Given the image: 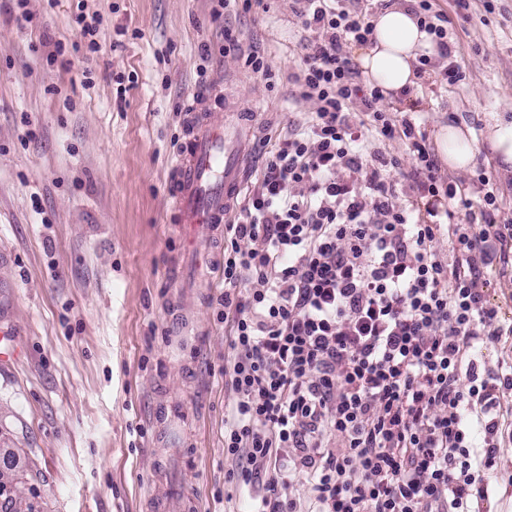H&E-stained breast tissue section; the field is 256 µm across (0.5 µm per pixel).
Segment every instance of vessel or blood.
I'll list each match as a JSON object with an SVG mask.
<instances>
[{
    "label": "vessel or blood",
    "mask_w": 512,
    "mask_h": 512,
    "mask_svg": "<svg viewBox=\"0 0 512 512\" xmlns=\"http://www.w3.org/2000/svg\"><path fill=\"white\" fill-rule=\"evenodd\" d=\"M247 164L240 129L233 113L213 121L210 98H194L184 114L168 196L174 221L189 227L198 247H208L232 217ZM22 354L17 335L0 327V365Z\"/></svg>",
    "instance_id": "1"
}]
</instances>
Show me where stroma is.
Instances as JSON below:
<instances>
[{"instance_id": "stroma-1", "label": "stroma", "mask_w": 512, "mask_h": 512, "mask_svg": "<svg viewBox=\"0 0 512 512\" xmlns=\"http://www.w3.org/2000/svg\"><path fill=\"white\" fill-rule=\"evenodd\" d=\"M264 3L231 0L216 21L212 0H0V325L23 348L0 368V471L25 486L24 512H153L156 490L164 512L248 508L224 487V283L182 267L166 187L203 82L255 113L260 144L316 111L289 79L305 36L293 0ZM433 4L467 78L449 87L428 69L392 106L428 135L471 129L474 169L443 176L474 199L478 169H494L486 126L512 117V0H471L465 19ZM83 12L102 18L101 51L48 62L54 41H80ZM228 28L263 49L269 77L223 54ZM489 483L486 512H512V446Z\"/></svg>"}]
</instances>
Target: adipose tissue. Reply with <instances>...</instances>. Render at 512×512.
<instances>
[{"instance_id": "obj_1", "label": "adipose tissue", "mask_w": 512, "mask_h": 512, "mask_svg": "<svg viewBox=\"0 0 512 512\" xmlns=\"http://www.w3.org/2000/svg\"><path fill=\"white\" fill-rule=\"evenodd\" d=\"M370 42L357 47L353 58L363 80L382 89L386 99L401 96L403 90L419 86L417 59L422 53H434L436 46L420 29L416 16L400 5L377 12ZM436 154L444 167L456 172L470 168L476 154L471 130L448 123L434 133Z\"/></svg>"}]
</instances>
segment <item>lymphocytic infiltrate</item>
I'll return each instance as SVG.
<instances>
[{
  "label": "lymphocytic infiltrate",
  "mask_w": 512,
  "mask_h": 512,
  "mask_svg": "<svg viewBox=\"0 0 512 512\" xmlns=\"http://www.w3.org/2000/svg\"><path fill=\"white\" fill-rule=\"evenodd\" d=\"M295 3L315 38L292 79L319 108L262 152L224 231V482L250 490L251 512H294L299 475L311 512H485L512 375L480 372L473 352L504 338L483 286L512 219L487 172L481 199L458 193L415 116L358 82L343 46L373 33L364 0ZM413 12L438 48L421 65L464 81L447 15L432 0ZM372 139L407 146L406 192ZM475 209L480 222L459 220Z\"/></svg>",
  "instance_id": "lymphocytic-infiltrate-1"
}]
</instances>
